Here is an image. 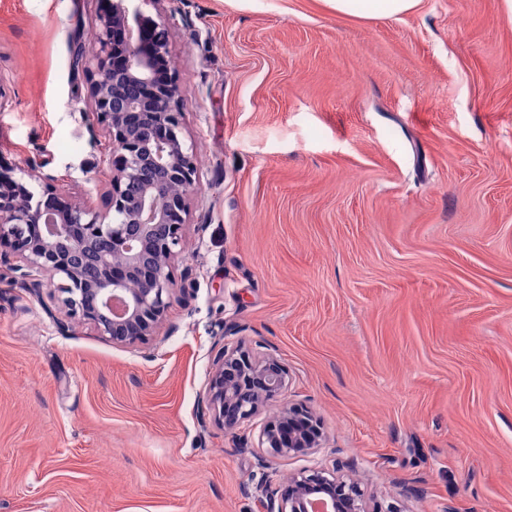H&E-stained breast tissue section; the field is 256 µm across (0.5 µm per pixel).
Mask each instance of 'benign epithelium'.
<instances>
[{
  "instance_id": "7a95c632",
  "label": "benign epithelium",
  "mask_w": 512,
  "mask_h": 512,
  "mask_svg": "<svg viewBox=\"0 0 512 512\" xmlns=\"http://www.w3.org/2000/svg\"><path fill=\"white\" fill-rule=\"evenodd\" d=\"M95 41L85 59L87 89L93 120L108 139V181L95 202L65 189L36 161L19 178L0 173V274H15L13 282L37 296L43 274L60 277L68 317L114 344L134 345L155 335L185 290L173 266L200 170L181 138L180 84L171 71L161 73L166 20L144 18L136 0H112ZM156 168L177 192L147 182ZM26 176L39 180V193ZM289 383L276 355L225 345L203 404L222 429L235 431L277 403ZM323 441L308 410L282 404L263 423L252 453L266 469L273 459L311 454ZM343 467H309L277 483L264 472L253 494L262 512H381L368 510L357 479L338 475Z\"/></svg>"
}]
</instances>
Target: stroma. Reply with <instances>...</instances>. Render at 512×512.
Masks as SVG:
<instances>
[{
	"label": "stroma",
	"mask_w": 512,
	"mask_h": 512,
	"mask_svg": "<svg viewBox=\"0 0 512 512\" xmlns=\"http://www.w3.org/2000/svg\"><path fill=\"white\" fill-rule=\"evenodd\" d=\"M107 0H0V165L95 197L106 141L75 48ZM169 22L201 172L157 335L0 278V512H260L258 430L199 402L223 343L276 354L383 512H512V5L142 0ZM250 448L242 450L240 439ZM337 13L365 18H397L415 10L421 0H326Z\"/></svg>",
	"instance_id": "stroma-1"
}]
</instances>
